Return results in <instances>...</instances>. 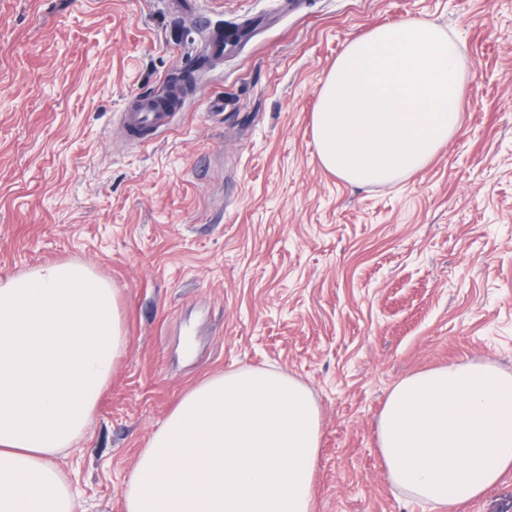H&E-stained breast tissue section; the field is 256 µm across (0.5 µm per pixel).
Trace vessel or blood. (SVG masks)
<instances>
[{
  "mask_svg": "<svg viewBox=\"0 0 512 512\" xmlns=\"http://www.w3.org/2000/svg\"><path fill=\"white\" fill-rule=\"evenodd\" d=\"M188 99V86L174 82L161 94L134 97L120 113L123 136L134 145L149 144L173 127Z\"/></svg>",
  "mask_w": 512,
  "mask_h": 512,
  "instance_id": "vessel-or-blood-1",
  "label": "vessel or blood"
}]
</instances>
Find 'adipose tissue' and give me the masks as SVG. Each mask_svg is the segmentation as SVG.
<instances>
[{
  "label": "adipose tissue",
  "instance_id": "ef3b65f1",
  "mask_svg": "<svg viewBox=\"0 0 512 512\" xmlns=\"http://www.w3.org/2000/svg\"><path fill=\"white\" fill-rule=\"evenodd\" d=\"M126 348L116 292L92 268L0 279V512H83L56 463L84 434ZM321 418L274 369L207 378L140 454L126 512H314ZM390 484L458 512L512 472V373L461 361L398 382L379 418Z\"/></svg>",
  "mask_w": 512,
  "mask_h": 512
}]
</instances>
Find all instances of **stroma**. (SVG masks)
Returning a JSON list of instances; mask_svg holds the SVG:
<instances>
[{"label": "stroma", "instance_id": "35a3bbf8", "mask_svg": "<svg viewBox=\"0 0 512 512\" xmlns=\"http://www.w3.org/2000/svg\"><path fill=\"white\" fill-rule=\"evenodd\" d=\"M412 19L459 47V128L419 173L351 185L319 162V89L350 41ZM186 76L175 126L126 143L124 101ZM53 260L111 283L127 337L58 461L84 512H125L184 393L242 367L311 389L315 512H429L388 482L378 422L412 373H512V0H0V278Z\"/></svg>", "mask_w": 512, "mask_h": 512}]
</instances>
